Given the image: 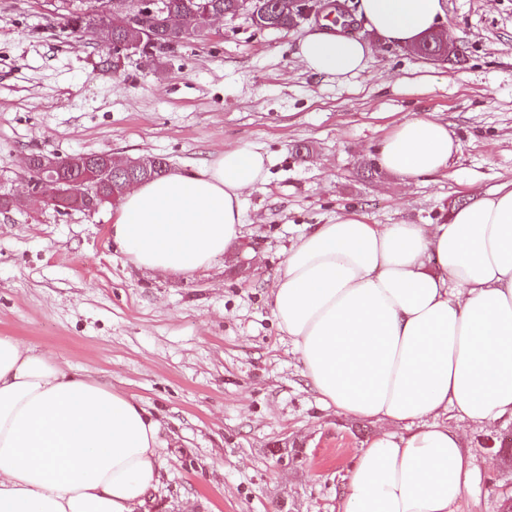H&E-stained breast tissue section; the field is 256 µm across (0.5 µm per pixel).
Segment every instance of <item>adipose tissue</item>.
Returning a JSON list of instances; mask_svg holds the SVG:
<instances>
[{"label": "adipose tissue", "mask_w": 512, "mask_h": 512, "mask_svg": "<svg viewBox=\"0 0 512 512\" xmlns=\"http://www.w3.org/2000/svg\"><path fill=\"white\" fill-rule=\"evenodd\" d=\"M444 0H360L358 18L407 47L437 31ZM368 41L323 28L296 55L315 75L362 71ZM458 149L431 116L399 121L380 165L406 183ZM268 156L238 146L194 172L133 185L112 241L135 266L190 276L243 236V195ZM270 311L308 385L379 427L342 481L340 512H456L477 466L462 423L512 420V182L441 224H370L347 211L289 248ZM459 425H449L448 413ZM158 423L131 397L0 336V512H143L158 483Z\"/></svg>", "instance_id": "obj_1"}]
</instances>
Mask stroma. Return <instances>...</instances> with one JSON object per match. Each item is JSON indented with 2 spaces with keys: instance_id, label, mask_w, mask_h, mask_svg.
Returning <instances> with one entry per match:
<instances>
[{
  "instance_id": "1",
  "label": "stroma",
  "mask_w": 512,
  "mask_h": 512,
  "mask_svg": "<svg viewBox=\"0 0 512 512\" xmlns=\"http://www.w3.org/2000/svg\"><path fill=\"white\" fill-rule=\"evenodd\" d=\"M81 0H0V335L93 374L161 422L147 512H338L341 477L377 427L324 407L269 302L288 248L348 210L371 224H438L512 181V0H446L460 60L373 43L349 81L308 72L303 30L216 22L202 42L106 65L111 46L64 25ZM447 122L460 145L414 185L380 169L401 118ZM253 146L268 177L245 194L238 246L192 277L131 264L116 207L59 212L28 198L25 160L108 153L189 171ZM305 154H297V147ZM478 472L456 512L512 501V421L465 428ZM289 457L279 460L278 444Z\"/></svg>"
}]
</instances>
